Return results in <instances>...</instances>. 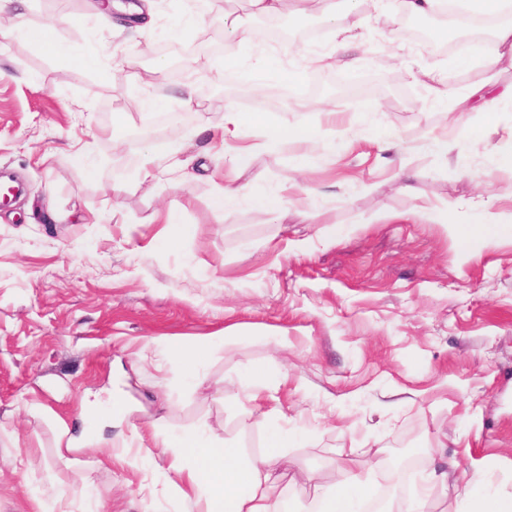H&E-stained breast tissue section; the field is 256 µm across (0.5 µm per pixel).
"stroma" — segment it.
<instances>
[{"instance_id":"35a3bbf8","label":"stroma","mask_w":512,"mask_h":512,"mask_svg":"<svg viewBox=\"0 0 512 512\" xmlns=\"http://www.w3.org/2000/svg\"><path fill=\"white\" fill-rule=\"evenodd\" d=\"M94 3L30 0V21L58 24L64 54L0 44V174L21 187L0 206V512H41L51 490L55 512H183L161 459L100 466L93 446L76 463L58 459L59 428L80 434L89 402L111 392L122 402L103 435L116 443L130 424L157 419L173 433L208 424L251 454L272 428L287 430L285 466L315 481L284 489L285 512H309L336 480L330 460L352 440L380 448L354 468L392 499L451 464L457 495L477 473L512 499V237L460 247L445 226L416 218V199L395 177L406 168L427 204L452 208L459 223L485 210L512 222V170L497 165L512 154V105L488 134L483 113L456 118L438 99L485 78L493 38L476 39L460 13L432 14L424 25L467 43L440 51L370 0L361 61L339 67L314 57L337 40L315 11H290L277 21L279 43L247 51L221 23L230 16L263 32L268 20L246 0H204L191 15L183 0H153L154 25L140 34L100 20ZM184 19L188 35L173 36ZM160 64L164 77L142 82ZM257 74L259 96L226 82ZM148 93L170 119L188 115L197 137L185 141L172 122L152 126ZM228 106L262 112L271 127L305 125L313 139L280 145L248 132L256 149L234 172L203 133ZM121 126L153 128L160 152L185 144L196 178L141 181L138 137L113 147ZM385 127L398 146L384 143ZM434 137L454 141L448 157L429 150ZM223 180L244 191L217 213ZM271 191L290 200L283 218L254 205ZM170 210L195 228L175 252L158 243ZM382 211L392 220L373 223ZM326 224L343 231L339 243L318 236ZM227 325L240 337L196 385L183 384L167 343ZM150 338L159 344L144 361ZM258 366L287 419L261 418L235 398ZM20 455L31 465H18Z\"/></svg>"}]
</instances>
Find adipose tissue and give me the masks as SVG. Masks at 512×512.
Here are the masks:
<instances>
[{
    "label": "adipose tissue",
    "mask_w": 512,
    "mask_h": 512,
    "mask_svg": "<svg viewBox=\"0 0 512 512\" xmlns=\"http://www.w3.org/2000/svg\"><path fill=\"white\" fill-rule=\"evenodd\" d=\"M326 19L337 26L342 39L336 47V60L344 65L357 64L351 55L352 34L363 25L358 0H316ZM28 0H0V40L21 38L54 54L63 53L58 39V28L53 24L35 25L27 17ZM512 7V0H466L467 11L494 19L493 37L500 52L498 61L512 66V22H499L498 17ZM512 103V86L500 92L489 90L488 83H474L466 94L454 100L456 112L473 111L481 107L487 119H494L500 105ZM418 216L434 224L445 225L450 234L462 242L481 238L491 242L503 236H512V224L492 219L473 225L457 223L452 210L438 211L433 207H419ZM233 335L224 328L204 341L195 344L172 342L168 345L171 357L182 369L183 379L197 380L210 355L224 347ZM284 437L272 431L264 449L256 456L245 457L242 448L212 439L199 428L180 435L153 430L151 439H144L139 427H132L131 436L121 447H110L107 457L126 459L163 456L168 470L174 476L172 486L177 496L190 507L189 512H283L277 488L288 482L287 470L279 466L280 449ZM356 447L341 449L344 460L340 479L319 499L318 512H355L365 497V487L349 469L348 464L359 455Z\"/></svg>",
    "instance_id": "1"
}]
</instances>
